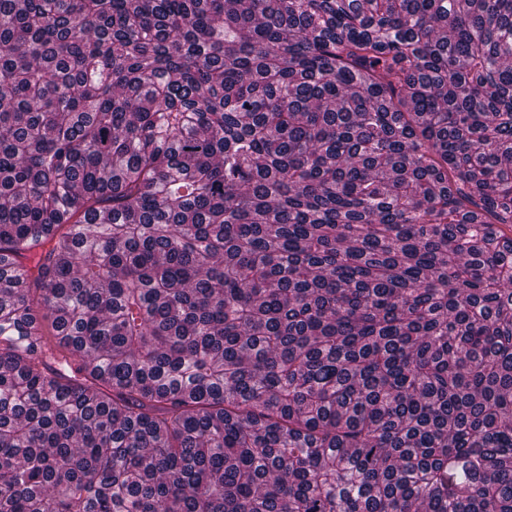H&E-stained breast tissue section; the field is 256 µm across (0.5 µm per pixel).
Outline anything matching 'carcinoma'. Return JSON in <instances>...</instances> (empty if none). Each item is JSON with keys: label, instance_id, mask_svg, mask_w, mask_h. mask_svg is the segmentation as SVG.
<instances>
[{"label": "carcinoma", "instance_id": "cac0c4a2", "mask_svg": "<svg viewBox=\"0 0 512 512\" xmlns=\"http://www.w3.org/2000/svg\"><path fill=\"white\" fill-rule=\"evenodd\" d=\"M0 512H512V0H0Z\"/></svg>", "mask_w": 512, "mask_h": 512}]
</instances>
